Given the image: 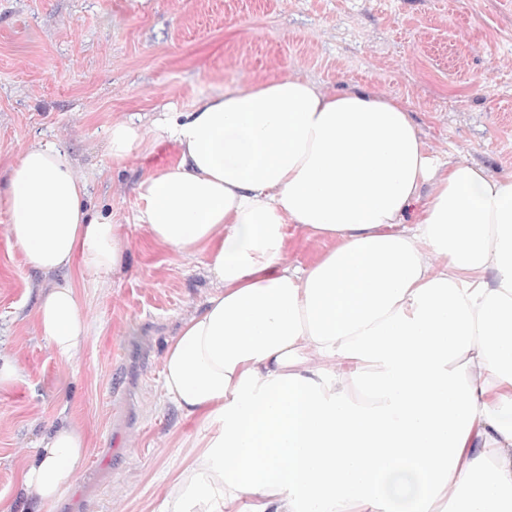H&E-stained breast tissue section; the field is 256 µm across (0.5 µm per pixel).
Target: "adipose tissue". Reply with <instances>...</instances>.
<instances>
[{
    "instance_id": "adipose-tissue-1",
    "label": "adipose tissue",
    "mask_w": 512,
    "mask_h": 512,
    "mask_svg": "<svg viewBox=\"0 0 512 512\" xmlns=\"http://www.w3.org/2000/svg\"><path fill=\"white\" fill-rule=\"evenodd\" d=\"M150 132L181 157L139 181L137 221L206 253L214 285L161 359L203 436L159 512H512V174L431 149L400 100L290 75L113 121L108 157ZM0 211L42 277L37 327L72 361L88 326L56 276L77 261L107 286L122 227L50 143L7 168ZM292 228L335 245L289 262ZM85 450L56 422L23 493L54 506Z\"/></svg>"
}]
</instances>
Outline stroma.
<instances>
[{"instance_id":"stroma-1","label":"stroma","mask_w":512,"mask_h":512,"mask_svg":"<svg viewBox=\"0 0 512 512\" xmlns=\"http://www.w3.org/2000/svg\"><path fill=\"white\" fill-rule=\"evenodd\" d=\"M286 75L397 97L431 148L512 172V0H0V170L33 141L61 142L128 241L107 288L81 267L62 273L90 326L68 365L35 326L40 278L0 215V356L20 366L0 388V501L35 512L21 475L68 416L87 451L53 512H156L200 432L162 397L165 342L213 285L204 255L136 222L138 181L179 160V144L150 138L117 170L107 128Z\"/></svg>"}]
</instances>
